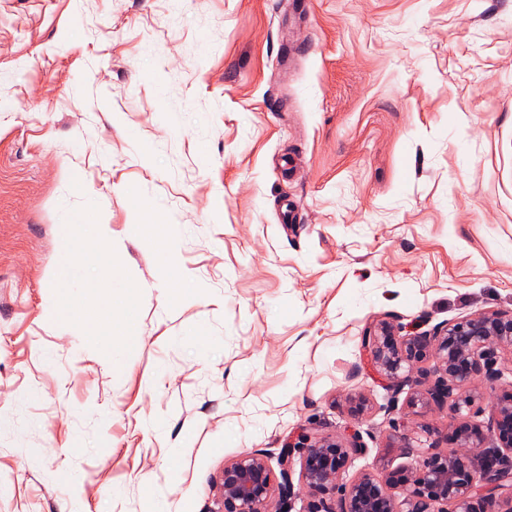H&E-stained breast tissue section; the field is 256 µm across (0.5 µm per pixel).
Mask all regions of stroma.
Here are the masks:
<instances>
[{"instance_id":"stroma-1","label":"stroma","mask_w":512,"mask_h":512,"mask_svg":"<svg viewBox=\"0 0 512 512\" xmlns=\"http://www.w3.org/2000/svg\"><path fill=\"white\" fill-rule=\"evenodd\" d=\"M94 222L135 286L106 337L55 313L102 307L53 275ZM493 310L512 0H0V512H220L225 462L356 429L349 475L405 465L452 420L388 411L365 329Z\"/></svg>"}]
</instances>
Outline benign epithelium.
I'll use <instances>...</instances> for the list:
<instances>
[{"label":"benign epithelium","instance_id":"1","mask_svg":"<svg viewBox=\"0 0 512 512\" xmlns=\"http://www.w3.org/2000/svg\"><path fill=\"white\" fill-rule=\"evenodd\" d=\"M361 346L392 397L407 390L410 407L457 423L449 434L439 426L400 434L402 454L415 463L349 481L348 467L367 451L360 434L301 448L300 484L313 495L306 512H512V389L498 392L497 367V351L512 350V311L476 313L413 336L381 321L365 329ZM477 377L493 399L485 422L471 421L483 414L484 395L469 390ZM441 437L451 449L438 447ZM292 451L281 449L278 475L264 453L224 463L217 482L224 512H281L294 493Z\"/></svg>","mask_w":512,"mask_h":512}]
</instances>
